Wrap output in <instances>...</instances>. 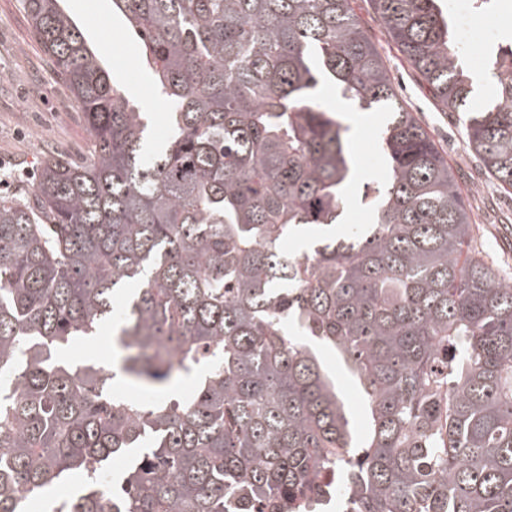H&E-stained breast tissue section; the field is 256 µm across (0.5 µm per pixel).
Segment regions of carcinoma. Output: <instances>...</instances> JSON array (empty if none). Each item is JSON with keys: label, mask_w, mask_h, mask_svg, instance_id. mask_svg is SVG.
Returning a JSON list of instances; mask_svg holds the SVG:
<instances>
[{"label": "carcinoma", "mask_w": 512, "mask_h": 512, "mask_svg": "<svg viewBox=\"0 0 512 512\" xmlns=\"http://www.w3.org/2000/svg\"><path fill=\"white\" fill-rule=\"evenodd\" d=\"M440 0H369L466 145L512 188V50L478 99ZM355 0H112L168 138L59 0H23L90 129L0 193V512L82 475L59 512H512V276L479 257L454 176L399 102ZM331 85L384 119L372 223ZM313 251L286 257V237ZM115 327L112 370L59 351ZM362 387L356 444L324 362ZM196 376L179 400L111 392ZM130 456L112 497L103 464ZM332 469L336 485L317 481Z\"/></svg>", "instance_id": "1"}]
</instances>
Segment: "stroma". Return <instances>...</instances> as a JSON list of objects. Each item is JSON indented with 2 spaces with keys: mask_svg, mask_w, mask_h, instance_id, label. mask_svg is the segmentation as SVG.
<instances>
[{
  "mask_svg": "<svg viewBox=\"0 0 512 512\" xmlns=\"http://www.w3.org/2000/svg\"><path fill=\"white\" fill-rule=\"evenodd\" d=\"M89 46L103 59L111 77L132 100L151 113L152 137L168 136L154 88L138 61L139 42L112 9V0H61ZM355 11L376 42L406 111L412 112L447 160L466 204L483 227L479 249L485 260L512 269V190L497 186L466 145L464 116L442 110L377 21L369 0H356ZM321 101L339 112L348 127L359 177L347 193L341 216L345 224H366L370 214L361 203L368 185L382 169L380 116L355 111L335 88L320 90ZM87 126L72 102L54 61L35 36L23 0H0V193H26L44 157L56 152L76 161L87 156Z\"/></svg>",
  "mask_w": 512,
  "mask_h": 512,
  "instance_id": "1",
  "label": "stroma"
}]
</instances>
